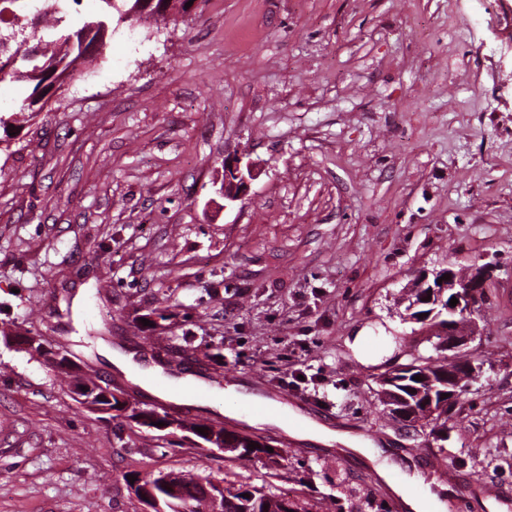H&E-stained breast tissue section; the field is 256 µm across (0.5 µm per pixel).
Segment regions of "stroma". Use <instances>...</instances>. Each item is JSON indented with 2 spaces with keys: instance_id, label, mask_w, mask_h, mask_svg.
I'll list each match as a JSON object with an SVG mask.
<instances>
[{
  "instance_id": "1",
  "label": "stroma",
  "mask_w": 512,
  "mask_h": 512,
  "mask_svg": "<svg viewBox=\"0 0 512 512\" xmlns=\"http://www.w3.org/2000/svg\"><path fill=\"white\" fill-rule=\"evenodd\" d=\"M233 155L256 177L228 203ZM451 263L493 276L447 512H512V0H204L174 27L116 29L0 151V334L70 344L108 326L135 353L191 336L208 390L292 406L364 450L228 414L285 460L202 456L195 436L78 410L0 337V512H140L123 475L151 470L309 499L343 480L404 512L377 468L420 491L426 436L386 416L378 379L408 346L430 355L402 297ZM284 352L319 383L284 386Z\"/></svg>"
}]
</instances>
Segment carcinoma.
Instances as JSON below:
<instances>
[{
    "label": "carcinoma",
    "instance_id": "obj_1",
    "mask_svg": "<svg viewBox=\"0 0 512 512\" xmlns=\"http://www.w3.org/2000/svg\"><path fill=\"white\" fill-rule=\"evenodd\" d=\"M43 8L34 14L27 12L28 0H0V36L10 38L8 51L0 54L13 57L14 66L7 72L0 70V80L10 77L33 84L29 102L20 112L0 110V144H7L22 124L36 118L48 100L60 91L68 80L81 71L82 66L97 59L107 48L106 37L112 25L130 27L142 24H177L186 12L187 0H155L145 9L141 0H101L103 12L88 18L81 25H65L66 16L56 12L52 0H44ZM429 286L416 281L408 289L405 310L410 316L434 312L439 317L447 314L448 295L428 293ZM434 355L423 356L418 349L409 351L408 363L396 370L393 377L379 385L377 395L388 415L420 427L429 428L427 444L440 449L448 441V421L453 406L448 404V356L442 347L441 336L427 338ZM74 378V383L86 387L84 396L94 395L99 386L76 373L72 368L55 370ZM420 380H414V377ZM224 435V453L232 458L252 462L283 457V451L268 452L267 443L243 432L220 428L216 435ZM256 448H250V445ZM169 482L177 487V494L162 501L164 512H208L211 496L224 501L223 512H391L383 501L367 494L358 500H347L332 494L312 503L294 497H282L252 484L224 486V479L203 478L190 474L165 472Z\"/></svg>",
    "mask_w": 512,
    "mask_h": 512
}]
</instances>
